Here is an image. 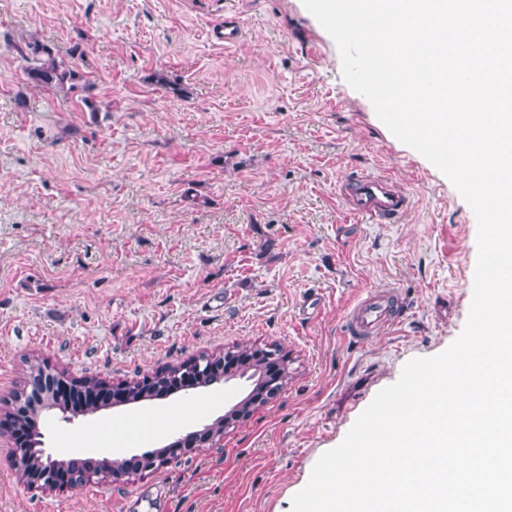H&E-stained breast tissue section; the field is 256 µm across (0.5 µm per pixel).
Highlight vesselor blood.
I'll list each match as a JSON object with an SVG mask.
<instances>
[{"mask_svg": "<svg viewBox=\"0 0 512 512\" xmlns=\"http://www.w3.org/2000/svg\"><path fill=\"white\" fill-rule=\"evenodd\" d=\"M340 196L350 212L381 220L401 217L411 206L408 193L395 190L388 179L381 177L353 178L346 182ZM396 321L394 293L376 290L353 307L347 332L352 336H371Z\"/></svg>", "mask_w": 512, "mask_h": 512, "instance_id": "vessel-or-blood-1", "label": "vessel or blood"}]
</instances>
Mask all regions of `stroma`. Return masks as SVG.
Returning a JSON list of instances; mask_svg holds the SVG:
<instances>
[{"label": "stroma", "instance_id": "35a3bbf8", "mask_svg": "<svg viewBox=\"0 0 512 512\" xmlns=\"http://www.w3.org/2000/svg\"><path fill=\"white\" fill-rule=\"evenodd\" d=\"M239 25L231 48L212 28ZM38 39L84 78L47 90L19 45ZM389 178L396 223L354 215L348 177ZM477 221L452 183L344 80L302 0H0V512H291L313 466L403 366L446 350L468 318ZM393 290L400 322L345 332ZM277 344L281 392L157 473L44 492L18 480L6 435L23 357L131 382L198 352ZM233 377L63 422L56 458L144 410L156 447L245 398Z\"/></svg>", "mask_w": 512, "mask_h": 512}]
</instances>
